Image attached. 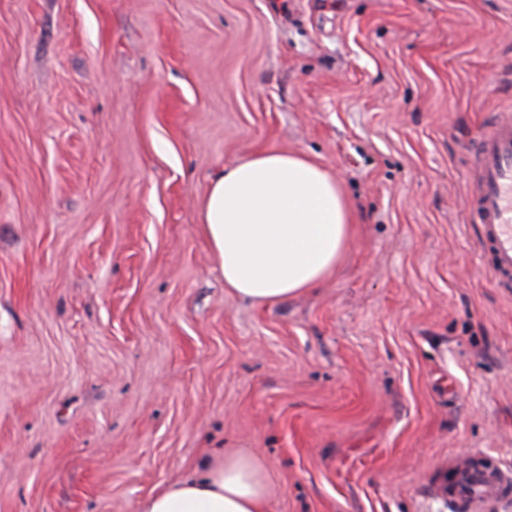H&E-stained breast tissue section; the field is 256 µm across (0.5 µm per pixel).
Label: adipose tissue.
I'll return each instance as SVG.
<instances>
[{"instance_id": "ef3b65f1", "label": "adipose tissue", "mask_w": 512, "mask_h": 512, "mask_svg": "<svg viewBox=\"0 0 512 512\" xmlns=\"http://www.w3.org/2000/svg\"><path fill=\"white\" fill-rule=\"evenodd\" d=\"M200 217L225 288L259 303L316 287L349 246L353 222L333 175L302 154L277 150L214 179ZM269 497L259 460L227 453L156 491L143 512H267Z\"/></svg>"}]
</instances>
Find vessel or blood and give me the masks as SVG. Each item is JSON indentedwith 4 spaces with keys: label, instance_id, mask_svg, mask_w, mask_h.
Wrapping results in <instances>:
<instances>
[{
    "label": "vessel or blood",
    "instance_id": "obj_1",
    "mask_svg": "<svg viewBox=\"0 0 512 512\" xmlns=\"http://www.w3.org/2000/svg\"><path fill=\"white\" fill-rule=\"evenodd\" d=\"M480 184L472 203L479 241L492 255L489 271L500 286H512V119L501 118L477 143ZM507 487L498 472L475 462L456 464L448 496L467 512H484Z\"/></svg>",
    "mask_w": 512,
    "mask_h": 512
}]
</instances>
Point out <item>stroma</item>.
<instances>
[{
  "instance_id": "1",
  "label": "stroma",
  "mask_w": 512,
  "mask_h": 512,
  "mask_svg": "<svg viewBox=\"0 0 512 512\" xmlns=\"http://www.w3.org/2000/svg\"><path fill=\"white\" fill-rule=\"evenodd\" d=\"M512 116V0H0V512H141L223 452L268 512H461L512 475V288L471 218ZM335 176L352 240L226 292L200 221L257 151ZM468 461L456 464L448 483V497L470 512H481L506 490L507 482L500 473Z\"/></svg>"
}]
</instances>
